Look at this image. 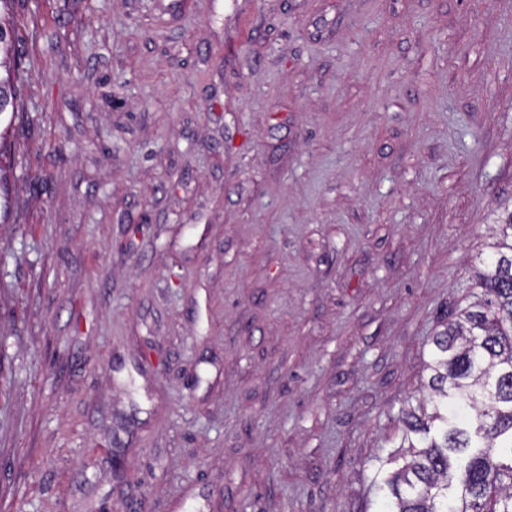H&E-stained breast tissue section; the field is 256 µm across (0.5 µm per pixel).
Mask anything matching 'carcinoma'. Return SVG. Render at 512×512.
I'll use <instances>...</instances> for the list:
<instances>
[{
    "mask_svg": "<svg viewBox=\"0 0 512 512\" xmlns=\"http://www.w3.org/2000/svg\"><path fill=\"white\" fill-rule=\"evenodd\" d=\"M13 32L0 24V115L14 113L20 73ZM471 269L474 301L452 308L432 338L427 403L406 413L414 449L378 468L380 512H512V209L496 213Z\"/></svg>",
    "mask_w": 512,
    "mask_h": 512,
    "instance_id": "carcinoma-1",
    "label": "carcinoma"
}]
</instances>
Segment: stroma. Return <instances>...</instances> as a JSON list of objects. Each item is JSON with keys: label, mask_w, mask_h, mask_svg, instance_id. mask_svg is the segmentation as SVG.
I'll list each match as a JSON object with an SVG mask.
<instances>
[{"label": "stroma", "mask_w": 512, "mask_h": 512, "mask_svg": "<svg viewBox=\"0 0 512 512\" xmlns=\"http://www.w3.org/2000/svg\"><path fill=\"white\" fill-rule=\"evenodd\" d=\"M15 24L0 512H377L512 202V0H18Z\"/></svg>", "instance_id": "1"}]
</instances>
